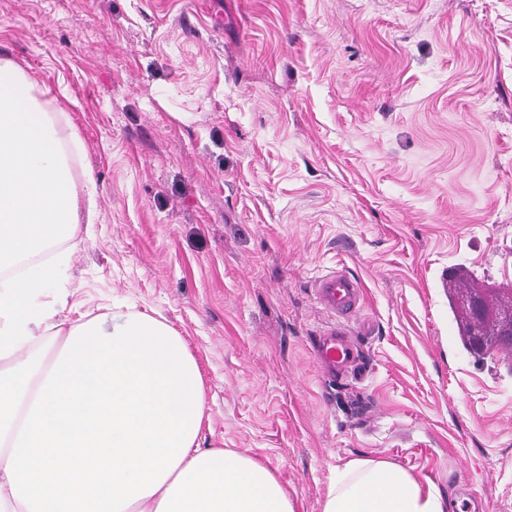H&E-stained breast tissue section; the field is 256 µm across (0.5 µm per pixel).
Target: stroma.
I'll return each instance as SVG.
<instances>
[{"label":"stroma","instance_id":"obj_1","mask_svg":"<svg viewBox=\"0 0 512 512\" xmlns=\"http://www.w3.org/2000/svg\"><path fill=\"white\" fill-rule=\"evenodd\" d=\"M0 58L66 105L76 195L60 318L120 306L196 358L205 448L297 512L390 461L448 512H512V356L478 357L452 280L512 283V0H0ZM365 287L363 373L325 381L313 280Z\"/></svg>","mask_w":512,"mask_h":512}]
</instances>
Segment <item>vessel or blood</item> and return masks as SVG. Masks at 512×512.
Wrapping results in <instances>:
<instances>
[{
  "label": "vessel or blood",
  "mask_w": 512,
  "mask_h": 512,
  "mask_svg": "<svg viewBox=\"0 0 512 512\" xmlns=\"http://www.w3.org/2000/svg\"><path fill=\"white\" fill-rule=\"evenodd\" d=\"M314 299L332 317L311 342L313 354L326 375L345 377L363 356L359 344L344 323L355 316L365 301L364 287L359 280L342 270L320 275L314 280Z\"/></svg>",
  "instance_id": "b4317fda"
}]
</instances>
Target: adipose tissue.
Listing matches in <instances>:
<instances>
[{
    "label": "adipose tissue",
    "instance_id": "ef3b65f1",
    "mask_svg": "<svg viewBox=\"0 0 512 512\" xmlns=\"http://www.w3.org/2000/svg\"><path fill=\"white\" fill-rule=\"evenodd\" d=\"M58 97L0 58V512H295L252 458L202 448L196 359L162 322L114 310L68 323L35 304L68 263L37 256L80 221ZM58 343L42 359L35 337ZM322 512H448L432 484L384 460L337 468Z\"/></svg>",
    "mask_w": 512,
    "mask_h": 512
}]
</instances>
